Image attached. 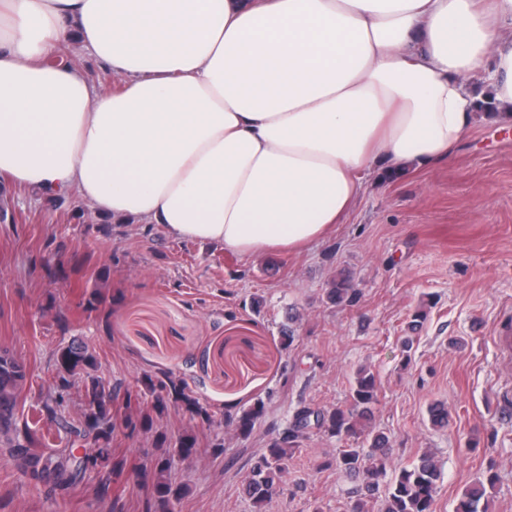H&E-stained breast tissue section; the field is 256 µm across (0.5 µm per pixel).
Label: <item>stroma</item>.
<instances>
[{
  "label": "stroma",
  "mask_w": 512,
  "mask_h": 512,
  "mask_svg": "<svg viewBox=\"0 0 512 512\" xmlns=\"http://www.w3.org/2000/svg\"><path fill=\"white\" fill-rule=\"evenodd\" d=\"M80 204L74 194L59 204L0 192L11 215L0 223V349L27 366L19 415L47 399L55 352L72 341L94 349L106 387L135 389L144 373L170 369L212 414L205 426L172 407L152 430L115 432L127 466L112 494L124 512H142L151 494L136 468L160 433L198 439L195 456L171 465L185 490L180 512H254L244 491L252 457L297 409L348 407L361 368L378 379L366 425L387 437L389 457L364 512H382L385 485L426 451L441 469L434 512H455L490 472L487 512H512V403L502 400L512 394V353L494 341L512 328V125L474 112L448 161L368 177L335 232L299 255L242 258L155 224H83ZM342 273L355 292L336 304L327 291ZM87 288L105 295L97 310L80 304ZM259 399L252 434L235 436L226 405ZM433 406L447 409V425L433 424ZM341 446L317 426L304 430L265 512H353L356 481L335 466ZM112 505L85 481L58 506L0 443V512Z\"/></svg>",
  "instance_id": "obj_1"
}]
</instances>
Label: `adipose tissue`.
<instances>
[{
	"label": "adipose tissue",
	"mask_w": 512,
	"mask_h": 512,
	"mask_svg": "<svg viewBox=\"0 0 512 512\" xmlns=\"http://www.w3.org/2000/svg\"><path fill=\"white\" fill-rule=\"evenodd\" d=\"M509 22L512 0H0V169L178 241L299 253L364 179L447 161L472 80L512 121ZM66 41L119 86L58 62Z\"/></svg>",
	"instance_id": "1"
}]
</instances>
